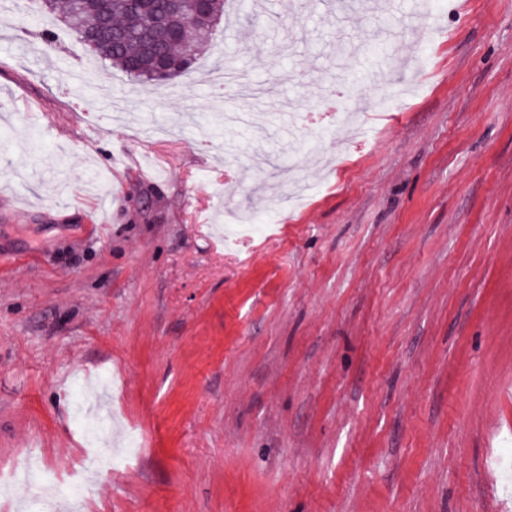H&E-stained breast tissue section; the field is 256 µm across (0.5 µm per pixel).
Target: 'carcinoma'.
I'll use <instances>...</instances> for the list:
<instances>
[{
  "label": "carcinoma",
  "instance_id": "1",
  "mask_svg": "<svg viewBox=\"0 0 512 512\" xmlns=\"http://www.w3.org/2000/svg\"><path fill=\"white\" fill-rule=\"evenodd\" d=\"M40 18L37 32L25 26L19 31L33 36L45 46L56 42L57 22L63 21L67 32L76 42L93 51L99 58L135 81H155L153 58L145 39L150 22L139 14L131 0H40ZM160 13L174 27H187L189 43H174L164 47L165 54L176 64L180 75L197 60L213 31L207 26L192 24L186 7L169 0H158Z\"/></svg>",
  "mask_w": 512,
  "mask_h": 512
}]
</instances>
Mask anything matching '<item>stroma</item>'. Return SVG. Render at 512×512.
<instances>
[{
  "mask_svg": "<svg viewBox=\"0 0 512 512\" xmlns=\"http://www.w3.org/2000/svg\"><path fill=\"white\" fill-rule=\"evenodd\" d=\"M434 2L253 0L162 90L98 65L96 132L89 51L0 11V473L75 466L106 373L143 446L88 512H512V0ZM370 41L401 104L285 134Z\"/></svg>",
  "mask_w": 512,
  "mask_h": 512,
  "instance_id": "1",
  "label": "stroma"
}]
</instances>
